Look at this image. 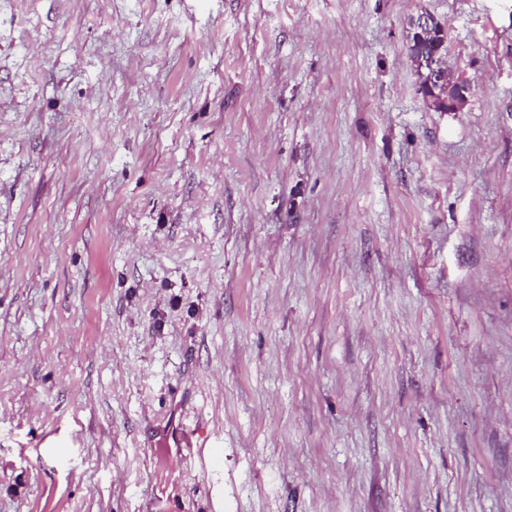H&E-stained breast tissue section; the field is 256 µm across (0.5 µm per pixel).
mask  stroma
<instances>
[{"label": "stroma", "mask_w": 512, "mask_h": 512, "mask_svg": "<svg viewBox=\"0 0 512 512\" xmlns=\"http://www.w3.org/2000/svg\"><path fill=\"white\" fill-rule=\"evenodd\" d=\"M0 512H512V0H0ZM426 15L430 18V26L426 28H418L414 24V18L409 21V28L407 31V38L409 41V55L414 62L429 61L436 59V63L431 68L429 66L419 70L417 79L421 88L429 91H437L438 95L442 92V87L445 85V78L448 77V107L452 110H456L461 107L473 93L474 86L466 80H454L452 76H449L448 69L440 65V59L445 50V32H443V25L435 20L431 15ZM445 98L441 99L440 106H435L437 109L447 112L448 107L444 101Z\"/></svg>", "instance_id": "stroma-1"}]
</instances>
